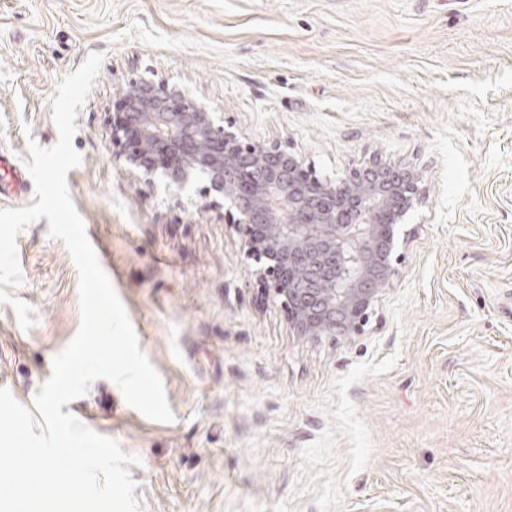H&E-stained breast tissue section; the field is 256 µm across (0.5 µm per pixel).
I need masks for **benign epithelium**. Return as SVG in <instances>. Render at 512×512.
I'll list each match as a JSON object with an SVG mask.
<instances>
[{
    "label": "benign epithelium",
    "mask_w": 512,
    "mask_h": 512,
    "mask_svg": "<svg viewBox=\"0 0 512 512\" xmlns=\"http://www.w3.org/2000/svg\"><path fill=\"white\" fill-rule=\"evenodd\" d=\"M113 145L128 168L174 194L197 180L247 225L245 245L265 289L281 298L291 332L306 341L358 336L393 285L422 172L380 161L335 180L286 147L245 142L182 89L150 79L122 92Z\"/></svg>",
    "instance_id": "obj_1"
}]
</instances>
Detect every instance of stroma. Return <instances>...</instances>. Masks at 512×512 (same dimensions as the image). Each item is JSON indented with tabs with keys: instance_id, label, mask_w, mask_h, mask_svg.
Instances as JSON below:
<instances>
[{
	"instance_id": "obj_1",
	"label": "stroma",
	"mask_w": 512,
	"mask_h": 512,
	"mask_svg": "<svg viewBox=\"0 0 512 512\" xmlns=\"http://www.w3.org/2000/svg\"><path fill=\"white\" fill-rule=\"evenodd\" d=\"M93 52L67 182L175 420L105 379L63 410L139 458L141 512H512V0H0V155L56 143L50 98ZM140 78L323 177L422 171L362 335L294 336L221 199L126 167L112 117ZM48 228L0 285V388L27 407L80 322Z\"/></svg>"
}]
</instances>
